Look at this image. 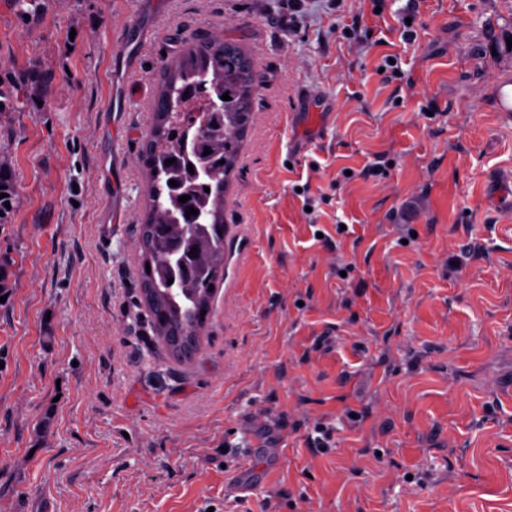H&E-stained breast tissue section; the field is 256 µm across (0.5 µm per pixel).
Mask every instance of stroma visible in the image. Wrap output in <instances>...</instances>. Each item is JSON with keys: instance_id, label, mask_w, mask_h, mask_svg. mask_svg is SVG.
Instances as JSON below:
<instances>
[{"instance_id": "1", "label": "stroma", "mask_w": 512, "mask_h": 512, "mask_svg": "<svg viewBox=\"0 0 512 512\" xmlns=\"http://www.w3.org/2000/svg\"><path fill=\"white\" fill-rule=\"evenodd\" d=\"M136 14L156 40L114 114ZM190 37L238 40L263 89L178 363L134 229L155 81ZM511 39L512 0L0 13V512H512Z\"/></svg>"}]
</instances>
